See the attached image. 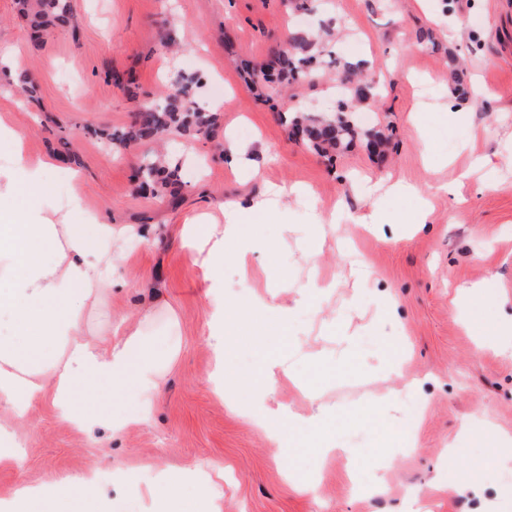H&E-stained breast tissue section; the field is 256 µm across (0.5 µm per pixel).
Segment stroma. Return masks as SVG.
Listing matches in <instances>:
<instances>
[{"label": "stroma", "mask_w": 512, "mask_h": 512, "mask_svg": "<svg viewBox=\"0 0 512 512\" xmlns=\"http://www.w3.org/2000/svg\"><path fill=\"white\" fill-rule=\"evenodd\" d=\"M71 5L77 31L36 37L16 0H0V50L22 52L38 96L27 102L11 76L1 75L0 116L22 133L29 157L59 158L52 179L60 204L79 196L101 219L146 234L128 241L116 270L129 290L87 308L86 326L107 330L145 319L178 354L150 418L121 435L108 421L113 408L131 404L127 392L105 390L81 403L84 427L60 418L50 403L37 407L18 429L20 466L0 470V498L17 484L75 477L95 462L105 474L99 512H151L146 492L155 474L216 461L224 466L222 512H475L472 496L444 489L455 470L487 487V512H512L505 451L495 437L473 443L460 436L481 417L512 434V355L489 343L512 329V0H317L308 12L292 10L288 0ZM323 27L333 31L325 47L335 58L367 64L378 94L362 110L373 127L390 128L385 152L361 140L330 159L295 140L284 112H332L330 68L296 84L284 109L278 86L256 90L244 79L243 63L270 59L290 31ZM427 29L434 44H419ZM452 57L469 89L462 100L448 79ZM111 72L125 74L128 85L113 84ZM180 72L199 76L197 102L220 99L224 107L210 137L169 134L182 178L174 200L134 185L152 144L122 149L96 132L125 127L138 107L174 92ZM228 137L252 147L242 168H231L220 148ZM474 154L491 162L469 174ZM396 181L415 185L418 196H386L383 185ZM274 184L307 192L276 204L273 214L249 216L245 235L261 241L252 265L264 268L285 307L294 306L311 272L334 288L322 310L296 309L286 335L254 338L251 284L225 256L228 346L247 384L221 399L210 382L205 288L180 230L191 217L264 199ZM424 201L431 216L417 233L412 221ZM371 215L382 225L356 228V219ZM319 220L328 227L317 235L310 226ZM473 284L480 290L467 322L453 300L459 287ZM350 334L358 340L353 350L342 341ZM394 338L409 348L395 364L388 349ZM273 353L291 371L277 381L275 400L307 416L316 404L301 389L319 391V402L336 408L325 438L342 455L320 462L316 439L305 435L281 451L241 418ZM393 391L399 401L387 406V418L418 411L415 449L372 423L376 404ZM374 470L385 476L379 493L371 487ZM292 473L310 477L307 491L289 484Z\"/></svg>", "instance_id": "1"}]
</instances>
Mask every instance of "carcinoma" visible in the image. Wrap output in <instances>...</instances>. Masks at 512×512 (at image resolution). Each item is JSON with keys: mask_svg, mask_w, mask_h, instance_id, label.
I'll list each match as a JSON object with an SVG mask.
<instances>
[{"mask_svg": "<svg viewBox=\"0 0 512 512\" xmlns=\"http://www.w3.org/2000/svg\"><path fill=\"white\" fill-rule=\"evenodd\" d=\"M19 11L35 31L48 27L76 29L78 20L69 0H18ZM317 42L303 30L291 33L288 42L274 51V62L263 67H251L250 79L258 83H293L312 76L318 62L313 53ZM199 79L182 75L175 93L151 107H142L132 117L130 125L106 134L109 143L156 142L172 131L192 137H208L218 126L219 115L192 107V94ZM352 101L361 103L377 96V87L362 83L348 90ZM294 133L302 134V141L321 150H336L357 139L364 138L369 145L379 148L384 136L380 131L364 129L353 115L349 104L341 100L336 113L329 117H312L295 113L290 118ZM179 166L169 167L162 157L148 160L141 169L140 189L153 191L173 188L177 184Z\"/></svg>", "mask_w": 512, "mask_h": 512, "instance_id": "carcinoma-1", "label": "carcinoma"}]
</instances>
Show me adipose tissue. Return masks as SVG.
Listing matches in <instances>:
<instances>
[{"label":"adipose tissue","mask_w":512,"mask_h":512,"mask_svg":"<svg viewBox=\"0 0 512 512\" xmlns=\"http://www.w3.org/2000/svg\"><path fill=\"white\" fill-rule=\"evenodd\" d=\"M0 143L10 147L13 159L0 166V317L8 327L0 332V403L7 417L0 419V469L13 467L20 455L13 441L16 426L28 421L33 408L50 400L59 415L75 425L85 417L77 402L103 389L132 385L141 398L136 415L113 414L112 432L121 434L131 420H146L151 402L161 392L163 363L170 350H159L156 337L142 325L112 340L89 329L87 307L111 299L125 287L113 269L122 258L124 241L134 235L129 225L100 221L93 214L74 223L70 213L54 206L51 162L30 161L22 151L20 134L0 123ZM242 209L224 211L222 222L191 224L185 228L190 245L202 259V279L208 306L206 325L215 358L212 377L216 391L235 388L238 379L227 367L224 304L220 263L227 244H236L239 264H246L242 236ZM330 409L318 406L309 417L297 415L285 404L265 408L256 423L276 447H287L296 433L319 434ZM222 467L202 473L183 469L160 477L150 491L160 512H221L211 490ZM100 494L97 467L78 477H66L49 486H17L0 498V512H73L74 502H95Z\"/></svg>","instance_id":"adipose-tissue-1"}]
</instances>
